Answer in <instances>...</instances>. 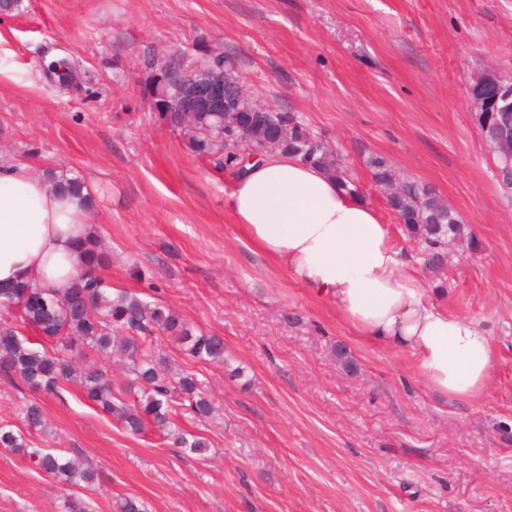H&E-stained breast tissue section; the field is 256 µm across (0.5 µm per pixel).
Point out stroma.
<instances>
[{
	"label": "stroma",
	"mask_w": 512,
	"mask_h": 512,
	"mask_svg": "<svg viewBox=\"0 0 512 512\" xmlns=\"http://www.w3.org/2000/svg\"><path fill=\"white\" fill-rule=\"evenodd\" d=\"M230 58L247 94L296 113L357 170L433 304L487 328L496 371L479 404L446 402L413 356L353 334L335 306L255 250L228 211L232 169L193 152L149 104L160 60ZM74 68L61 85L54 60ZM512 79V0H20L0 14V155L80 178L111 254L112 292L224 339L194 359L213 418L179 417L204 456L159 428L128 433L76 384L53 397L0 377V424L37 404L34 446L94 469L64 486L0 448V512H512V185L485 146L471 86ZM431 186L471 244L429 269L364 161Z\"/></svg>",
	"instance_id": "35a3bbf8"
}]
</instances>
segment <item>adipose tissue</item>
I'll return each instance as SVG.
<instances>
[{
	"instance_id": "1",
	"label": "adipose tissue",
	"mask_w": 512,
	"mask_h": 512,
	"mask_svg": "<svg viewBox=\"0 0 512 512\" xmlns=\"http://www.w3.org/2000/svg\"><path fill=\"white\" fill-rule=\"evenodd\" d=\"M89 192L51 186L0 156V288L74 283L93 232ZM258 252L330 300L356 334L411 353L429 391L475 404L495 374L488 332L424 298L408 254L378 209L322 168L280 151L244 163L227 199Z\"/></svg>"
}]
</instances>
